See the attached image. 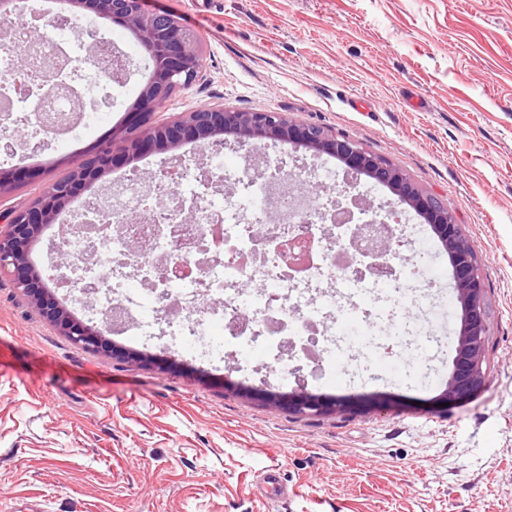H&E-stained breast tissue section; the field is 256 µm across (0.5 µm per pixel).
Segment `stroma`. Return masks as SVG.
<instances>
[{"instance_id": "stroma-1", "label": "stroma", "mask_w": 512, "mask_h": 512, "mask_svg": "<svg viewBox=\"0 0 512 512\" xmlns=\"http://www.w3.org/2000/svg\"><path fill=\"white\" fill-rule=\"evenodd\" d=\"M178 14L200 40L202 67L165 119L221 105L272 111L354 137L454 212L487 290L486 386L443 404L461 310L448 255L404 209L399 231L435 286L405 305L432 341L430 367L360 338L332 339L336 388L369 401L356 414L298 417L226 391H291L251 359L185 355L165 325L109 336L119 356L74 345L0 278V512H512V0H146ZM103 121L12 167L35 176L0 206L30 203L127 124L145 82ZM254 151L306 185L339 184L333 158L268 140L224 149L223 185L258 180ZM278 467L288 498L268 503L254 481Z\"/></svg>"}]
</instances>
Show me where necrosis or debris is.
Masks as SVG:
<instances>
[{
	"mask_svg": "<svg viewBox=\"0 0 512 512\" xmlns=\"http://www.w3.org/2000/svg\"><path fill=\"white\" fill-rule=\"evenodd\" d=\"M42 21V14L31 12L4 24L9 38L0 44V159L14 157L10 132L18 124L59 140L94 126L104 117L98 96L130 79V51L112 36L95 34L89 19L61 11L50 29L33 35ZM223 168L218 152L203 166L173 160L161 180L129 174L108 193L87 195L58 224L67 286L103 312L121 313L113 330L127 331L131 320H164L178 310L186 350L205 342L228 362L255 354L263 366L292 368L298 382L309 381L311 373L295 366L297 343L332 312L365 326L371 294L382 296L394 315L385 339L400 346L417 335L395 315L409 282L426 274L404 258L394 210L369 219L354 244L344 212L287 188L261 183L245 207L234 195L213 193L207 183ZM385 237L390 251L364 267L356 249H374ZM256 279L264 284L261 294H247L243 282ZM336 281L355 296L352 307L337 309L332 299L319 307L302 303L304 288ZM134 282L149 286L150 297L133 302Z\"/></svg>",
	"mask_w": 512,
	"mask_h": 512,
	"instance_id": "obj_1",
	"label": "necrosis or debris"
}]
</instances>
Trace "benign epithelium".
<instances>
[{"instance_id":"obj_1","label":"benign epithelium","mask_w":512,"mask_h":512,"mask_svg":"<svg viewBox=\"0 0 512 512\" xmlns=\"http://www.w3.org/2000/svg\"><path fill=\"white\" fill-rule=\"evenodd\" d=\"M126 3L125 9L117 10L112 0H70L76 12L89 13L129 29L145 49L151 74L128 108L130 123L112 133V141L95 157L71 162L68 180L52 183L42 197L24 207L0 212V276H12L14 288L74 344L105 355L104 333L112 332V322L92 325L75 318L63 306L45 308L42 297L48 292L46 284L41 278L25 273L30 263V243L41 236L45 227L57 223L60 214L78 198L80 187L86 182L99 181L147 155L168 152L170 158L175 159V151L190 142L222 146L224 136L233 135L241 145L253 140L294 144L342 161L346 189L357 184L358 176L366 175L389 188L396 204L413 209L430 224L451 257L456 299L462 310L453 370L442 397L447 403L462 401L484 387L487 381L484 369L486 289L476 254L448 205L437 203L434 195L420 190L386 159L365 151L356 139L338 136L329 127L297 124L279 112H236L217 106L183 112L169 121L155 120L156 111L197 71L198 41L182 27L175 14L147 10L142 0H126ZM28 177L27 170L1 169L0 192L5 186ZM250 397L301 416H320L341 410L336 402L303 389L278 394L255 390Z\"/></svg>"}]
</instances>
